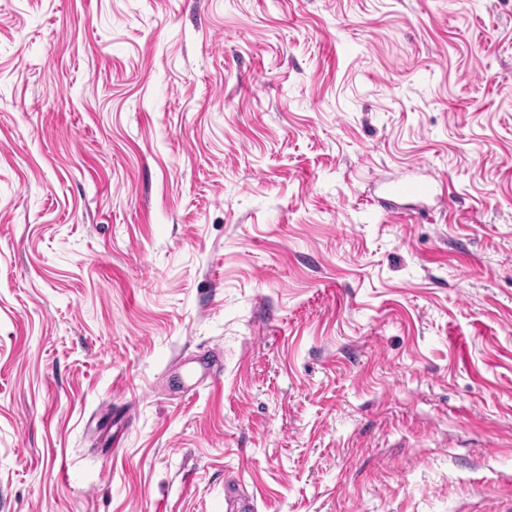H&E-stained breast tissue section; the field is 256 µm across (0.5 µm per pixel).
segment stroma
<instances>
[{
  "mask_svg": "<svg viewBox=\"0 0 512 512\" xmlns=\"http://www.w3.org/2000/svg\"><path fill=\"white\" fill-rule=\"evenodd\" d=\"M232 474L512 512V0H0V512ZM382 194L393 201L400 198L429 199L435 195L431 180L414 179L406 176L391 178L381 184Z\"/></svg>",
  "mask_w": 512,
  "mask_h": 512,
  "instance_id": "1",
  "label": "stroma"
}]
</instances>
